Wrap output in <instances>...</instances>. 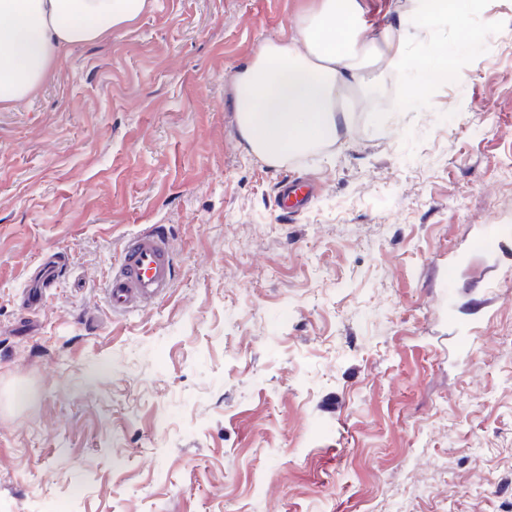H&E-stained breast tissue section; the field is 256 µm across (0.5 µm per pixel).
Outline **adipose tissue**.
<instances>
[{
    "instance_id": "adipose-tissue-1",
    "label": "adipose tissue",
    "mask_w": 512,
    "mask_h": 512,
    "mask_svg": "<svg viewBox=\"0 0 512 512\" xmlns=\"http://www.w3.org/2000/svg\"><path fill=\"white\" fill-rule=\"evenodd\" d=\"M154 0H0V107L33 98L70 49L94 43L151 11ZM463 0H422L417 29L365 26L362 0H313L285 39L261 41L233 77L249 149L276 166L335 144L338 104L371 87L375 67H405V44L447 23Z\"/></svg>"
}]
</instances>
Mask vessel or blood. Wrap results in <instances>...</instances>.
I'll use <instances>...</instances> for the list:
<instances>
[{
  "label": "vessel or blood",
  "instance_id": "1",
  "mask_svg": "<svg viewBox=\"0 0 512 512\" xmlns=\"http://www.w3.org/2000/svg\"><path fill=\"white\" fill-rule=\"evenodd\" d=\"M312 196L311 185L285 178L278 188V207L284 215L294 216L309 204ZM61 265V259L51 255L36 269L25 295L26 309H37L45 295L57 287ZM175 273L169 238L160 226L131 235L106 282L109 309L112 313L123 314L156 304L173 288Z\"/></svg>",
  "mask_w": 512,
  "mask_h": 512
}]
</instances>
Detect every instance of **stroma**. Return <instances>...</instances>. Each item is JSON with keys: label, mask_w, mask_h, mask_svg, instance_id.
<instances>
[{"label": "stroma", "mask_w": 512, "mask_h": 512, "mask_svg": "<svg viewBox=\"0 0 512 512\" xmlns=\"http://www.w3.org/2000/svg\"><path fill=\"white\" fill-rule=\"evenodd\" d=\"M307 6L156 0L0 108V512H512V0L408 42L349 138L272 167L232 78ZM285 175L318 187L294 219ZM151 224L177 280L112 315ZM62 260L55 255H50L33 273L28 290L25 295V309L35 310L45 295L53 288H58L59 269Z\"/></svg>", "instance_id": "35a3bbf8"}]
</instances>
